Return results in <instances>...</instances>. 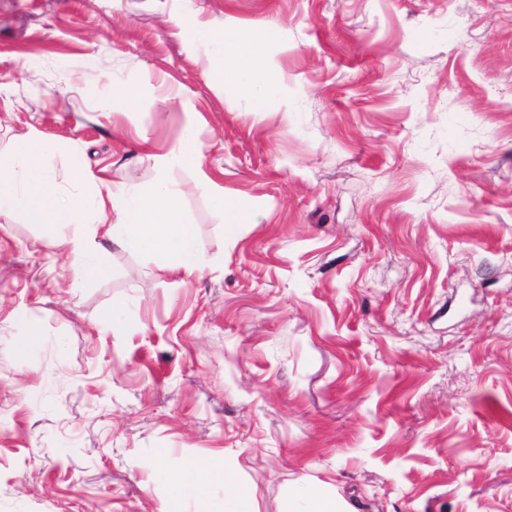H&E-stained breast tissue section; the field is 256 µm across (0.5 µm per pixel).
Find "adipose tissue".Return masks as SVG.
<instances>
[{"mask_svg":"<svg viewBox=\"0 0 512 512\" xmlns=\"http://www.w3.org/2000/svg\"><path fill=\"white\" fill-rule=\"evenodd\" d=\"M273 31L216 30L197 25L185 32L194 43L215 46L223 57L216 79L223 89L244 93L253 111H264L275 93V83L263 65ZM53 147L35 139L23 140L9 160L7 177H0V214L18 210L35 223L64 229L51 237L49 246L64 249L81 272L102 276V240H110L133 252L155 256L167 271L193 274L202 268L197 233L186 221L178 196L167 179H158L140 191L95 192L89 197L64 200L59 196L45 156ZM165 479L179 498H206L214 512H255L248 491L232 469L214 464H194L188 471H168Z\"/></svg>","mask_w":512,"mask_h":512,"instance_id":"adipose-tissue-1","label":"adipose tissue"}]
</instances>
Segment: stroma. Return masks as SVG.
Here are the masks:
<instances>
[{
    "label": "stroma",
    "instance_id": "obj_1",
    "mask_svg": "<svg viewBox=\"0 0 512 512\" xmlns=\"http://www.w3.org/2000/svg\"><path fill=\"white\" fill-rule=\"evenodd\" d=\"M200 23L275 28L265 111ZM25 136L64 195L76 153L166 176L203 267L106 240L79 280L0 215V512H210L158 474L209 461L257 512H512V0H0V156ZM200 155V144L193 128H187L178 144L173 150L170 162H177L186 166H195ZM213 205L224 214V226L227 228L231 224H250L253 218L248 210L236 199L224 195L216 194L212 198Z\"/></svg>",
    "mask_w": 512,
    "mask_h": 512
}]
</instances>
